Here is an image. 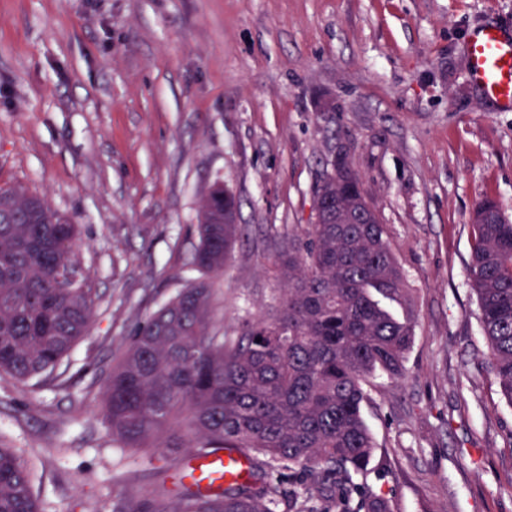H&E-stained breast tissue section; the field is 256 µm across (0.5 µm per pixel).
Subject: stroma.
I'll list each match as a JSON object with an SVG mask.
<instances>
[{
	"mask_svg": "<svg viewBox=\"0 0 512 512\" xmlns=\"http://www.w3.org/2000/svg\"><path fill=\"white\" fill-rule=\"evenodd\" d=\"M512 0H0V184L80 227L97 294L54 386L0 377V445L34 465L40 512H152L184 464L120 448L113 363L196 272L197 213L228 186L242 236L215 279L224 334L269 318L282 237L314 221L345 143L409 288L406 374L365 416L397 512H512V405L468 277L469 216H512V112L470 84L464 43ZM335 109L322 111L324 100Z\"/></svg>",
	"mask_w": 512,
	"mask_h": 512,
	"instance_id": "1",
	"label": "stroma"
}]
</instances>
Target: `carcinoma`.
I'll return each instance as SVG.
<instances>
[{
  "instance_id": "1",
  "label": "carcinoma",
  "mask_w": 512,
  "mask_h": 512,
  "mask_svg": "<svg viewBox=\"0 0 512 512\" xmlns=\"http://www.w3.org/2000/svg\"><path fill=\"white\" fill-rule=\"evenodd\" d=\"M325 196L345 219L364 209L349 166ZM236 200L209 191L197 214L193 266L200 277L150 316L112 366L103 419L120 448L146 455L233 448L250 477L218 494L189 487L161 497L155 512H396L368 487L374 442L365 417L375 381L405 376L414 331L392 304L408 288L385 225L312 224L305 238H282L277 256L287 288L271 319L224 338L212 315L210 279L224 274L240 234ZM469 277L482 335L504 397L512 405V220L484 198L471 217ZM78 225L46 198L0 185V374L56 383L63 361L86 333L95 289L74 248ZM0 512H39L31 471L0 447Z\"/></svg>"
}]
</instances>
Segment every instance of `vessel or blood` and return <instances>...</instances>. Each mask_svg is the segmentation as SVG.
I'll return each instance as SVG.
<instances>
[{"label": "vessel or blood", "instance_id": "1", "mask_svg": "<svg viewBox=\"0 0 512 512\" xmlns=\"http://www.w3.org/2000/svg\"><path fill=\"white\" fill-rule=\"evenodd\" d=\"M468 74L484 99L512 110V31L496 23L475 26L466 40ZM248 464L236 451L224 450L191 461L186 476L193 485L216 489L242 481Z\"/></svg>", "mask_w": 512, "mask_h": 512}]
</instances>
